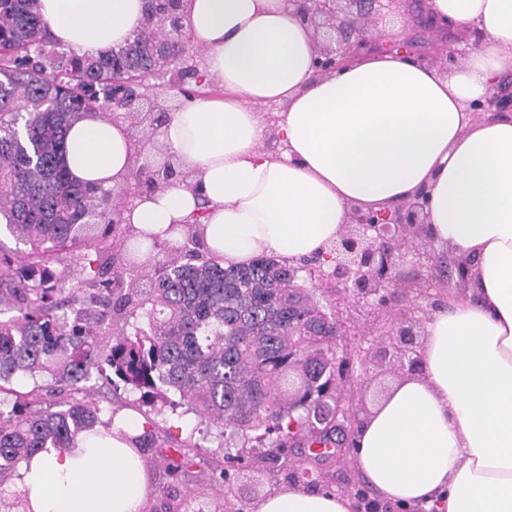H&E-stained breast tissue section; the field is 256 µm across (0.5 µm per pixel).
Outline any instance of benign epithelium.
Returning <instances> with one entry per match:
<instances>
[{"instance_id": "benign-epithelium-1", "label": "benign epithelium", "mask_w": 512, "mask_h": 512, "mask_svg": "<svg viewBox=\"0 0 512 512\" xmlns=\"http://www.w3.org/2000/svg\"><path fill=\"white\" fill-rule=\"evenodd\" d=\"M314 29L317 39V72L331 75L340 71L356 57L379 46L369 30L376 25L382 9L387 3H398L408 8L412 27L421 36L420 43L432 64L443 68L456 66L480 43V34L472 30L466 38L447 42L439 38L429 18L423 12H414L411 4L423 0H288ZM478 112L495 114L512 112V96L492 94L470 104ZM426 192L414 197L391 211L364 212L353 208L348 229L344 232L332 252L333 265L327 267L318 259L303 262L307 270L306 285L309 288H324L333 283L341 289L336 298V308L331 318L336 321L339 332L336 337V355L345 352L343 341L350 335V325L344 312L350 301L367 307H381L379 300L389 298L392 289L401 288L410 292L422 288V284L406 281L394 270L403 262L419 267H434L436 250L424 234L426 224ZM424 312L423 307L412 305L399 311V328L396 335L380 344L368 343L360 349L367 368L381 372H418L421 359L415 350L416 333L413 325L420 322L415 313Z\"/></svg>"}]
</instances>
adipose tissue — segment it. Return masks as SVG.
<instances>
[{
  "mask_svg": "<svg viewBox=\"0 0 512 512\" xmlns=\"http://www.w3.org/2000/svg\"><path fill=\"white\" fill-rule=\"evenodd\" d=\"M437 21L475 26L480 47L449 71L377 51L338 74L315 71L311 27L286 0H184L183 23L220 97L179 104L152 139L190 175L135 197L134 233L200 245L222 266L257 256H325L352 207L383 210L429 192L435 249L471 264L475 299L433 312L421 369L396 377L362 415L355 466L381 500L425 512H512V118L468 104L512 73V0H428ZM52 38L77 53L123 44L144 0H39ZM281 105L266 118L263 107ZM275 140L277 151L264 147ZM72 179L106 189L134 166L127 122L89 114L66 137ZM146 421L114 418L21 465L34 512H144L153 492L135 439ZM250 512H354L348 496L282 484Z\"/></svg>",
  "mask_w": 512,
  "mask_h": 512,
  "instance_id": "1",
  "label": "adipose tissue"
}]
</instances>
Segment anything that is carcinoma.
Instances as JSON below:
<instances>
[{"mask_svg": "<svg viewBox=\"0 0 512 512\" xmlns=\"http://www.w3.org/2000/svg\"><path fill=\"white\" fill-rule=\"evenodd\" d=\"M144 2L143 22L125 45L79 54L50 38L37 0H0V214L29 246L22 259L0 251V311H17L0 319V394L15 397L9 411L0 410V494L11 491L14 512L29 503L10 490L22 463L45 448H70L84 433L112 434V419H101L89 396L76 397L93 367L152 407L184 406L204 417L229 465L245 459L256 432L271 438L259 457L266 469L289 463L295 479L309 484L317 479L311 463L353 446L327 403L336 381L354 375L336 364V327L299 287L297 270L267 257L222 267L199 250L198 217L180 243L152 235L136 241L112 190L70 177V126L89 112L112 116L114 96L124 106L137 103L150 93L146 76L186 54L189 34L166 41L158 26L166 5ZM168 118L160 110L129 122ZM134 145L135 167L121 192L154 191L180 178L143 138ZM144 247L149 262L141 264ZM63 256L73 273L53 268ZM107 321L112 338L105 341ZM46 379L69 397L46 402ZM20 380L31 389H14ZM300 443L309 455L288 462L285 448ZM176 453V472L199 464L195 443ZM201 510L195 493H166L164 512Z\"/></svg>", "mask_w": 512, "mask_h": 512, "instance_id": "carcinoma-1", "label": "carcinoma"}]
</instances>
